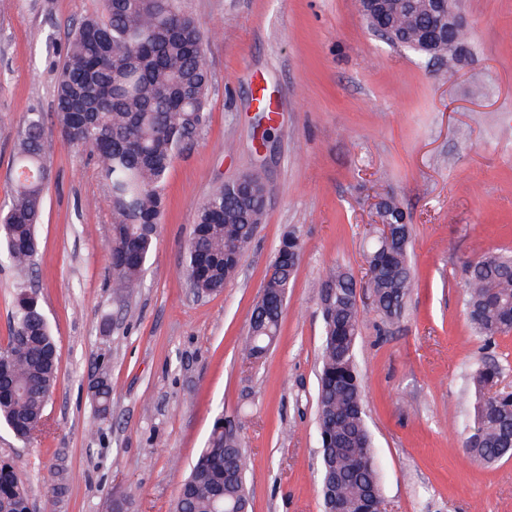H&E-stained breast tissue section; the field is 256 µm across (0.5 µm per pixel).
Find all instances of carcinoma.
Here are the masks:
<instances>
[{"label": "carcinoma", "mask_w": 512, "mask_h": 512, "mask_svg": "<svg viewBox=\"0 0 512 512\" xmlns=\"http://www.w3.org/2000/svg\"><path fill=\"white\" fill-rule=\"evenodd\" d=\"M403 31L427 28L428 13L385 16ZM206 34L180 0H104L103 13L89 15L68 32L53 100V122L62 140L95 156L112 202L108 248L117 293L136 286L151 254L164 212V190L174 158L208 121L210 75ZM50 140L44 115L29 112L16 134L12 156L13 198L0 210V244L14 266L28 272L38 250L36 227L50 175ZM262 216L259 196L245 203L240 189L217 187L199 207L187 246L185 272L194 293L224 290L238 272L242 252ZM300 259L294 234L284 235L271 273L253 310L241 350L258 360L275 341L288 288ZM366 261L376 311L388 321L402 314L413 286L407 245L387 251L371 245ZM469 321L491 339L512 332V255L487 256L467 269ZM320 294L324 324L317 395L321 445L332 448L329 469L346 512H379L381 478L365 420L363 387L355 351L360 311L355 283L340 267ZM0 377V424L27 440L41 425L59 362L54 337L35 290L18 294ZM500 373L496 365L474 376L477 394L473 432L465 452L492 465L512 458V393L485 398L486 386ZM112 388L96 386L98 411H108ZM250 457L241 444L227 441L218 420L184 479L173 512H221L249 505L246 474ZM29 491L14 467L0 462V512H29Z\"/></svg>", "instance_id": "obj_1"}]
</instances>
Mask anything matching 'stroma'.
I'll return each mask as SVG.
<instances>
[{"label":"stroma","instance_id":"1","mask_svg":"<svg viewBox=\"0 0 512 512\" xmlns=\"http://www.w3.org/2000/svg\"><path fill=\"white\" fill-rule=\"evenodd\" d=\"M208 31L209 120L174 159L154 249L113 294L112 207L96 160L54 138L32 279L59 378L31 439L0 426V458L32 512H170L217 418L251 455L253 512H324L317 391L325 270L364 279L380 202L407 216L415 284L394 323L362 307L356 365L387 512H512V459L469 461L471 377L497 363L512 392V333L477 336L466 266L512 253V0H460L454 62L374 35L356 0H183ZM101 0H0V209L26 112L53 111L73 22ZM265 87L276 115L254 101ZM261 171L267 204L223 292L185 275L195 213L222 183ZM302 250L279 335L243 357L281 237ZM112 387L99 415L98 377Z\"/></svg>","mask_w":512,"mask_h":512}]
</instances>
